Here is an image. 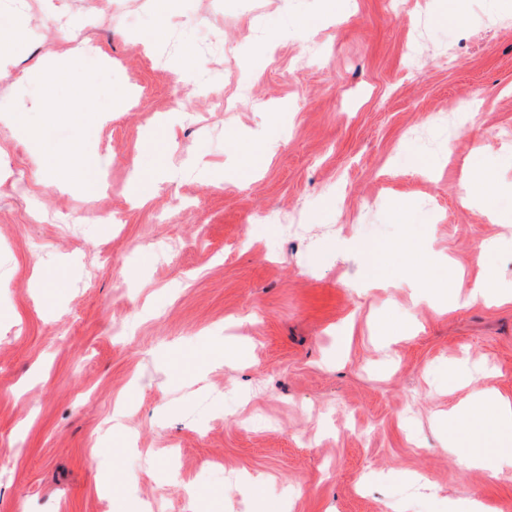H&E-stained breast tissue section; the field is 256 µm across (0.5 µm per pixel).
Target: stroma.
I'll use <instances>...</instances> for the list:
<instances>
[{
    "label": "stroma",
    "instance_id": "35a3bbf8",
    "mask_svg": "<svg viewBox=\"0 0 512 512\" xmlns=\"http://www.w3.org/2000/svg\"><path fill=\"white\" fill-rule=\"evenodd\" d=\"M452 3L0 0L24 32L0 43V512H512V470L465 466L435 423L475 389L512 401V301L369 288L344 251L416 238L461 288L491 267L512 292V0L435 25ZM51 62L68 85L31 80ZM165 116L174 178L132 202ZM272 129L238 181L234 141ZM77 144L106 161L93 199L44 168Z\"/></svg>",
    "mask_w": 512,
    "mask_h": 512
}]
</instances>
